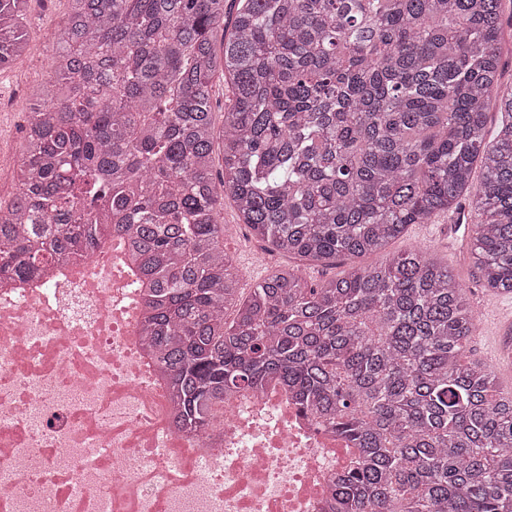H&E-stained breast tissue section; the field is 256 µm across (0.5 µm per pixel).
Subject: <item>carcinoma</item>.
Wrapping results in <instances>:
<instances>
[{
  "label": "carcinoma",
  "mask_w": 512,
  "mask_h": 512,
  "mask_svg": "<svg viewBox=\"0 0 512 512\" xmlns=\"http://www.w3.org/2000/svg\"><path fill=\"white\" fill-rule=\"evenodd\" d=\"M26 2L0 0V72L30 36ZM74 2L0 202V272L27 281L120 234L178 425L203 433L224 395L278 377L361 449L338 512H512V393L462 361L477 316L447 266L409 251L315 287L278 268L244 297L219 220L227 194L272 253L370 257L478 168L471 258L512 294L503 0H239L229 34L224 0ZM217 74L233 88L219 131Z\"/></svg>",
  "instance_id": "carcinoma-1"
}]
</instances>
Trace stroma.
I'll return each instance as SVG.
<instances>
[{
  "instance_id": "35a3bbf8",
  "label": "stroma",
  "mask_w": 512,
  "mask_h": 512,
  "mask_svg": "<svg viewBox=\"0 0 512 512\" xmlns=\"http://www.w3.org/2000/svg\"><path fill=\"white\" fill-rule=\"evenodd\" d=\"M72 0H28L26 18L35 32L44 34V41H29L10 68L0 75V150L20 153L31 110L24 96L28 89L48 81L54 33L71 13ZM220 218L230 224L224 237V251L235 264L238 286L249 290L274 266L297 269L311 284L342 275L352 266L351 258L329 267L297 258L277 256L268 263L264 244L239 219L232 199H225ZM478 217L469 206L455 210L453 216H439L430 224H412L391 242L389 252L427 251L447 263L464 284L471 305L483 323L481 331L471 338L465 358L478 361L496 372L500 391L512 392V360L503 355L502 337L512 327V295H497L484 288L480 272L470 260V246Z\"/></svg>"
}]
</instances>
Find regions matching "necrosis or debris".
<instances>
[{"label":"necrosis or debris","instance_id":"4bbe7bcc","mask_svg":"<svg viewBox=\"0 0 512 512\" xmlns=\"http://www.w3.org/2000/svg\"><path fill=\"white\" fill-rule=\"evenodd\" d=\"M120 244L0 282V512H328L356 454L286 387L179 429Z\"/></svg>","mask_w":512,"mask_h":512}]
</instances>
